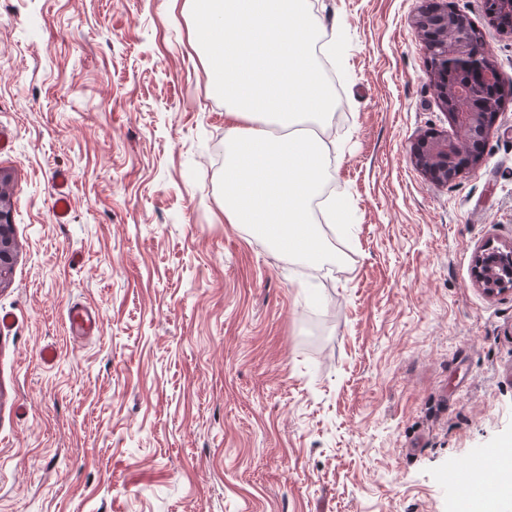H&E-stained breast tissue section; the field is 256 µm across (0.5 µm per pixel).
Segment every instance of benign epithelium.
<instances>
[{"label":"benign epithelium","instance_id":"benign-epithelium-1","mask_svg":"<svg viewBox=\"0 0 512 512\" xmlns=\"http://www.w3.org/2000/svg\"><path fill=\"white\" fill-rule=\"evenodd\" d=\"M484 2L492 19L499 22L505 17L512 27V0ZM417 26L437 97L468 149L463 151L456 140L431 133L416 145L412 160L431 179L448 183L481 161L506 90L512 89V78L500 71L487 44L464 14L439 5L422 13ZM10 224L6 201L0 198V282L11 275L14 264ZM473 275L489 296L511 290L512 243L484 245L475 255Z\"/></svg>","mask_w":512,"mask_h":512}]
</instances>
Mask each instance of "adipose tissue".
<instances>
[{"label":"adipose tissue","instance_id":"1","mask_svg":"<svg viewBox=\"0 0 512 512\" xmlns=\"http://www.w3.org/2000/svg\"><path fill=\"white\" fill-rule=\"evenodd\" d=\"M211 47L210 95L223 98L224 216L292 258L326 257L311 205L329 146L309 122L333 106L312 62L318 31L307 0H187Z\"/></svg>","mask_w":512,"mask_h":512}]
</instances>
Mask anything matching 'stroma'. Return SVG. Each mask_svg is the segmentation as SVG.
Listing matches in <instances>:
<instances>
[{"label":"stroma","mask_w":512,"mask_h":512,"mask_svg":"<svg viewBox=\"0 0 512 512\" xmlns=\"http://www.w3.org/2000/svg\"><path fill=\"white\" fill-rule=\"evenodd\" d=\"M427 3L311 0L348 211L313 265L224 220V101L182 0H0V512H454L449 471L512 440V291L472 277L512 242V97L478 166L414 165L457 135ZM448 7L512 77L484 0ZM7 204L0 198V282L7 279L14 264L13 235L11 219L7 215Z\"/></svg>","instance_id":"stroma-1"}]
</instances>
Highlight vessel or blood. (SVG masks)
<instances>
[{"mask_svg":"<svg viewBox=\"0 0 512 512\" xmlns=\"http://www.w3.org/2000/svg\"><path fill=\"white\" fill-rule=\"evenodd\" d=\"M507 468H512V448H481L469 465L450 472L448 483L460 495V512H481L492 476Z\"/></svg>","mask_w":512,"mask_h":512,"instance_id":"obj_1","label":"vessel or blood"}]
</instances>
